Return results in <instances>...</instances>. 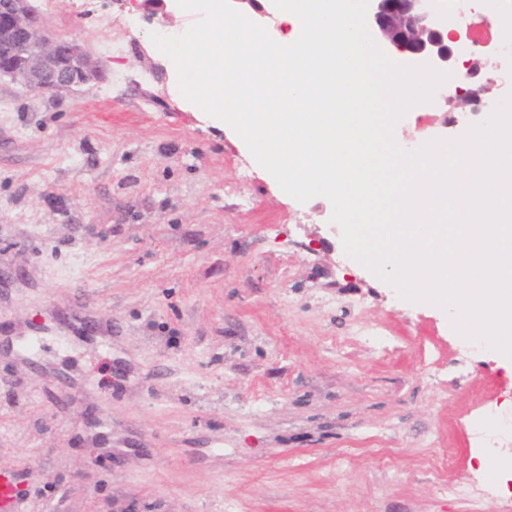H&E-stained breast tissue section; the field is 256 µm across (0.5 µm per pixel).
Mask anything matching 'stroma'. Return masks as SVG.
<instances>
[{"instance_id": "obj_1", "label": "stroma", "mask_w": 512, "mask_h": 512, "mask_svg": "<svg viewBox=\"0 0 512 512\" xmlns=\"http://www.w3.org/2000/svg\"><path fill=\"white\" fill-rule=\"evenodd\" d=\"M101 81H0V470L17 512H477L473 427L512 423V367L346 255L242 139L171 97L167 0H32ZM512 54L467 88L502 94ZM443 99L394 137L462 138ZM20 481L15 472L0 471V511L14 512L15 504L19 498ZM446 492L452 495L470 497V500L483 501L487 505H490V507L485 511L495 512V510L492 507V505H494L495 503L494 498L489 497V494H486L483 489H480L471 483H468L466 481H459L453 485H447Z\"/></svg>"}]
</instances>
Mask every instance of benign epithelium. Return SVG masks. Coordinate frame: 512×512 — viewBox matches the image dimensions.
I'll return each mask as SVG.
<instances>
[{
    "label": "benign epithelium",
    "mask_w": 512,
    "mask_h": 512,
    "mask_svg": "<svg viewBox=\"0 0 512 512\" xmlns=\"http://www.w3.org/2000/svg\"><path fill=\"white\" fill-rule=\"evenodd\" d=\"M433 2L369 0L367 23L377 35L376 44L424 56L437 69L448 68L454 61L448 45L454 30ZM5 78L31 93L45 94L99 81L103 70L88 46L54 37L31 0H0V80ZM483 92L479 87L456 95V110L476 111Z\"/></svg>",
    "instance_id": "obj_1"
}]
</instances>
